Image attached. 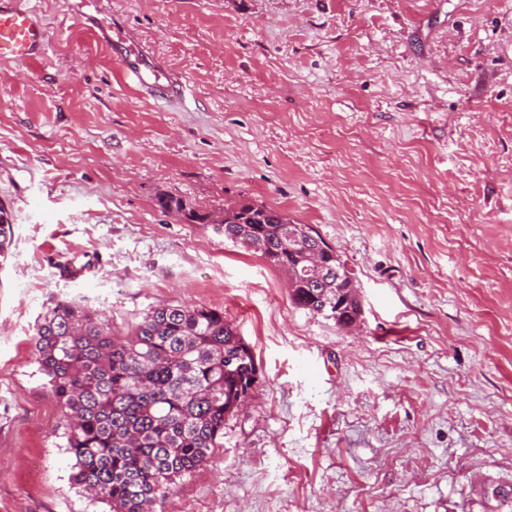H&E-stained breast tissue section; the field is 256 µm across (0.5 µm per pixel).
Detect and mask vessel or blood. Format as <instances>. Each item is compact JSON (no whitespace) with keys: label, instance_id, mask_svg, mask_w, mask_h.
Instances as JSON below:
<instances>
[{"label":"vessel or blood","instance_id":"obj_1","mask_svg":"<svg viewBox=\"0 0 512 512\" xmlns=\"http://www.w3.org/2000/svg\"><path fill=\"white\" fill-rule=\"evenodd\" d=\"M68 9L79 23L91 31L98 43L109 49L123 78L134 82L150 98L181 97L184 84L173 73L160 74L159 65L142 52L119 44L110 25L86 12L85 0H67ZM48 33L39 15L23 7L22 0H0V60L25 64L44 53Z\"/></svg>","mask_w":512,"mask_h":512}]
</instances>
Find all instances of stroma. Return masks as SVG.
<instances>
[{
	"instance_id": "stroma-1",
	"label": "stroma",
	"mask_w": 512,
	"mask_h": 512,
	"mask_svg": "<svg viewBox=\"0 0 512 512\" xmlns=\"http://www.w3.org/2000/svg\"><path fill=\"white\" fill-rule=\"evenodd\" d=\"M0 61V512H109L36 361L60 301L112 328L222 311L259 380L157 512H512V0H91L179 74L146 98L67 0ZM249 200L334 247L357 331L160 194Z\"/></svg>"
}]
</instances>
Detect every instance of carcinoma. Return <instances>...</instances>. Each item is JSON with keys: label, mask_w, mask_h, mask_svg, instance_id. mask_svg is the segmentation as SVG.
<instances>
[{"label": "carcinoma", "mask_w": 512, "mask_h": 512, "mask_svg": "<svg viewBox=\"0 0 512 512\" xmlns=\"http://www.w3.org/2000/svg\"><path fill=\"white\" fill-rule=\"evenodd\" d=\"M157 204L189 224L207 223L183 199L161 194ZM288 216L263 203L224 210V237L256 231L251 249L276 267L296 268L304 245L283 238ZM13 224L0 208V256ZM323 282L296 280L293 301L336 321L360 312L345 287L348 270L325 257ZM37 362L65 412L71 479L110 512H155L158 500L193 472L224 439V419L252 393L258 371L252 349L205 306L160 305L124 331L75 301H60L37 328Z\"/></svg>", "instance_id": "cac0c4a2"}]
</instances>
